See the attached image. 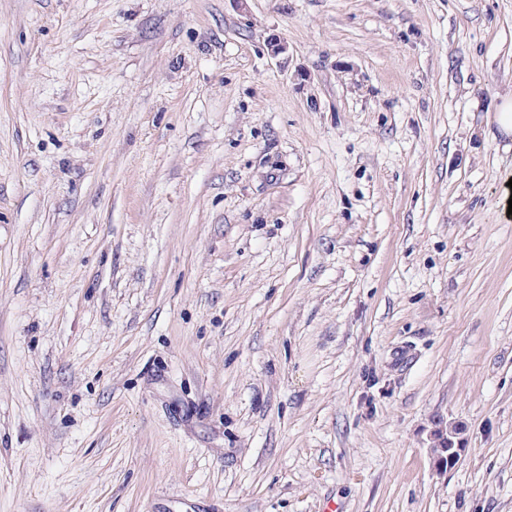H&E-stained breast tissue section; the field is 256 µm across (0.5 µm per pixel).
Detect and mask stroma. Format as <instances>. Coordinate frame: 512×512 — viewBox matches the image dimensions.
<instances>
[{
	"instance_id": "stroma-1",
	"label": "stroma",
	"mask_w": 512,
	"mask_h": 512,
	"mask_svg": "<svg viewBox=\"0 0 512 512\" xmlns=\"http://www.w3.org/2000/svg\"><path fill=\"white\" fill-rule=\"evenodd\" d=\"M511 95L512 0H0V512H512ZM458 429L453 426L448 428V433L443 431L436 434L437 446L432 448L434 455V465L438 470L447 471L458 461L463 450L461 442L458 440Z\"/></svg>"
}]
</instances>
